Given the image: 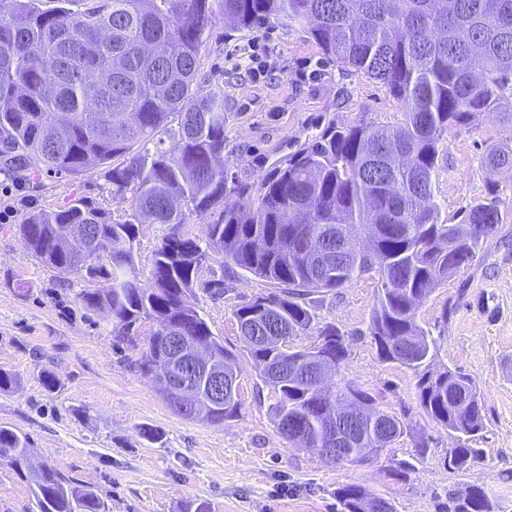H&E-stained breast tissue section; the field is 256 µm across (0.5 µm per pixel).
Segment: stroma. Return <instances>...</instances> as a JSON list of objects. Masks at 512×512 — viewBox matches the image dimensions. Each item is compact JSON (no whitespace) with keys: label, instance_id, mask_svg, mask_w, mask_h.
Instances as JSON below:
<instances>
[{"label":"stroma","instance_id":"35a3bbf8","mask_svg":"<svg viewBox=\"0 0 512 512\" xmlns=\"http://www.w3.org/2000/svg\"><path fill=\"white\" fill-rule=\"evenodd\" d=\"M224 32L219 19L203 35L200 82L203 91L224 92L223 163L252 187L330 126L403 118L385 87L326 59L305 26L276 23L229 40ZM255 54L269 67L259 81L251 71ZM503 138L493 112L444 134L435 188L441 223H461L467 205L491 201L501 223L472 264L418 310L419 323L439 339L434 369L470 374L478 388L484 430L479 457L467 468L449 469L457 440L424 413L414 371L379 357L370 334L380 286L373 272L310 294L315 321L294 343L310 346L327 324L340 329L347 353L334 380L368 391L408 425L391 448L361 464L334 465L278 432L270 414L275 395L259 384L235 317L239 305L272 286L216 257L205 262L190 301L238 358V415L217 424L174 412L136 367L145 333L114 336L111 318L79 298L88 281L42 264L17 233L31 208L57 210L76 199L116 218L130 213V193L114 191L96 169L76 176L0 171V372L17 379L14 389L0 391V425L27 436L34 464L98 489L112 512H185L199 499L214 512H337L333 493L346 483L390 499L396 512H448L471 486L486 491L496 512H512V168L493 173L484 165ZM47 371L57 380L50 393L41 384ZM147 427L157 440L144 436ZM421 440L427 452L420 458ZM35 508L25 478L0 461V512Z\"/></svg>","mask_w":512,"mask_h":512}]
</instances>
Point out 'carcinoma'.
Segmentation results:
<instances>
[{"mask_svg":"<svg viewBox=\"0 0 512 512\" xmlns=\"http://www.w3.org/2000/svg\"><path fill=\"white\" fill-rule=\"evenodd\" d=\"M38 2L0 0V157L48 173L100 167L116 191L131 192L132 213L117 220L78 199L60 210H31L18 232L45 266L105 279L80 299L107 311L120 337L144 320L158 324L140 369H152L170 326L212 345L225 367L237 366L236 355L189 302L213 255L275 286L236 311L240 332L284 337L275 351L259 342L249 346L260 378L269 362L307 369L312 349L291 345L314 321L306 296L376 271L381 282L393 284L378 290L370 324L380 358L423 369L422 408L459 442L449 449L448 468L477 459L471 442L484 417L476 383L461 371L428 370L437 341L417 322V301L467 266L500 223L494 204L472 205L464 223L481 231L461 237L457 225L439 223L434 183L445 131L478 112L497 113L505 133L485 166H512V0H83L80 11L71 9L73 0L48 9ZM219 16L236 31L274 22L308 26L327 58L379 82L400 101L403 121L334 126L255 192L230 180L226 166H210L224 154V90L202 94L198 81L202 36ZM169 133L180 141L174 156L162 148ZM135 136L143 142L139 149L131 144ZM384 138L411 166L372 150ZM189 214L205 219L201 233ZM79 224L89 225L97 242L84 264L74 265L62 241ZM140 224L171 225L155 247L146 285L134 261ZM328 225L365 238L366 255L339 277H314L303 242ZM104 259L112 270L100 264ZM409 336L423 337L424 350L410 351ZM318 342L341 365L344 334L327 324ZM272 390L280 434L306 448L314 447L321 415L334 410L339 417L360 405L373 411L376 418L349 445L351 463L370 457L365 449L376 447L379 420L396 423L384 447L407 434L403 421L350 382L320 390L303 375ZM238 408L235 393L208 415L222 422ZM27 446L25 435L0 426V459L20 471ZM25 478L38 512H110L99 493L54 468L30 470ZM334 496L340 512H364L374 494L349 483ZM453 512L495 510L486 492L472 487L456 498Z\"/></svg>","mask_w":512,"mask_h":512,"instance_id":"obj_1","label":"carcinoma"}]
</instances>
